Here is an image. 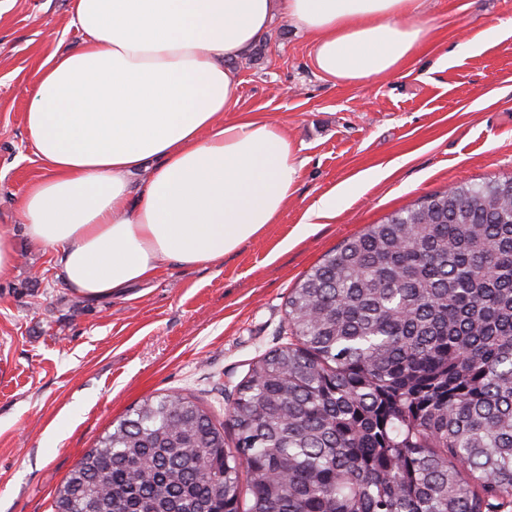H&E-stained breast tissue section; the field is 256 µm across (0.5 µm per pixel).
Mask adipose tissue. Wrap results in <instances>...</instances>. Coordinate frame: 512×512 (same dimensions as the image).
I'll return each mask as SVG.
<instances>
[{"mask_svg":"<svg viewBox=\"0 0 512 512\" xmlns=\"http://www.w3.org/2000/svg\"><path fill=\"white\" fill-rule=\"evenodd\" d=\"M422 12L423 0H72L81 42L48 54L27 90L43 166L20 200L27 236L87 299L220 261L278 223L302 166L282 126L236 114L232 61L283 17L311 38L322 77L363 86L430 40Z\"/></svg>","mask_w":512,"mask_h":512,"instance_id":"adipose-tissue-1","label":"adipose tissue"}]
</instances>
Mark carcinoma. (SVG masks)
<instances>
[{"instance_id":"obj_1","label":"carcinoma","mask_w":512,"mask_h":512,"mask_svg":"<svg viewBox=\"0 0 512 512\" xmlns=\"http://www.w3.org/2000/svg\"><path fill=\"white\" fill-rule=\"evenodd\" d=\"M291 339L227 408L144 400L52 512H509L512 176L464 182L330 251L292 289Z\"/></svg>"}]
</instances>
